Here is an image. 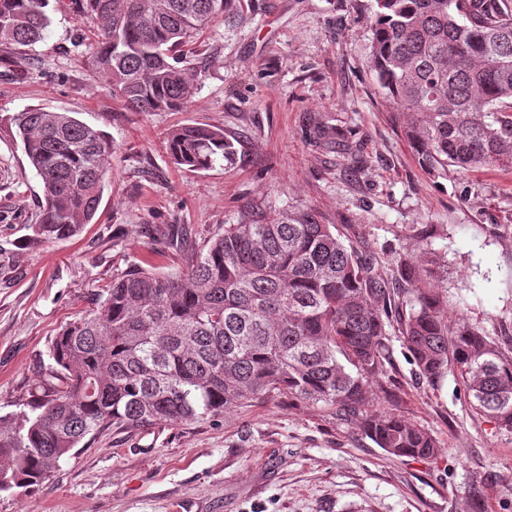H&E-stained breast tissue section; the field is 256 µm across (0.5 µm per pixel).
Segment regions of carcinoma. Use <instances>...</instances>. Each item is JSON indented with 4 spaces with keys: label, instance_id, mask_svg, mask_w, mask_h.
Segmentation results:
<instances>
[{
    "label": "carcinoma",
    "instance_id": "cac0c4a2",
    "mask_svg": "<svg viewBox=\"0 0 512 512\" xmlns=\"http://www.w3.org/2000/svg\"><path fill=\"white\" fill-rule=\"evenodd\" d=\"M98 31L95 62L137 112L185 108L197 70L177 49L229 0H74ZM376 81L425 172L512 170V6L507 0H375ZM48 0H0V52L32 48L51 23ZM39 178L31 248L80 236L112 170V143L68 112L27 107L7 117ZM173 163L206 170L234 156L224 130L188 124L167 134ZM310 215L226 224L184 267L137 266L112 279L95 308L65 327L19 410L0 415V491L30 492L86 438L174 426L272 392L358 422L395 457L437 456L426 429L373 413L387 328L397 327L420 378L453 369L475 410L512 430V350L462 316L448 321L420 268L395 256L397 289Z\"/></svg>",
    "mask_w": 512,
    "mask_h": 512
}]
</instances>
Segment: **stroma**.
I'll return each instance as SVG.
<instances>
[{"label":"stroma","instance_id":"35a3bbf8","mask_svg":"<svg viewBox=\"0 0 512 512\" xmlns=\"http://www.w3.org/2000/svg\"><path fill=\"white\" fill-rule=\"evenodd\" d=\"M373 0H235L181 51L197 63L186 108L137 112L96 68L92 27L72 0L24 54L0 56V116L43 105L112 142L97 221L30 249L41 188L0 126V414L38 382L52 339L112 278L175 270L174 230L201 247L225 225L308 213L385 275L392 255L426 250L449 317L512 349V170L428 175L372 69ZM222 128L233 162L172 163L169 129ZM385 397L437 439L433 458L387 454L353 423L276 393L176 426L108 430L31 492L0 493V512H512V432L471 406L455 374L418 381L388 336Z\"/></svg>","mask_w":512,"mask_h":512}]
</instances>
